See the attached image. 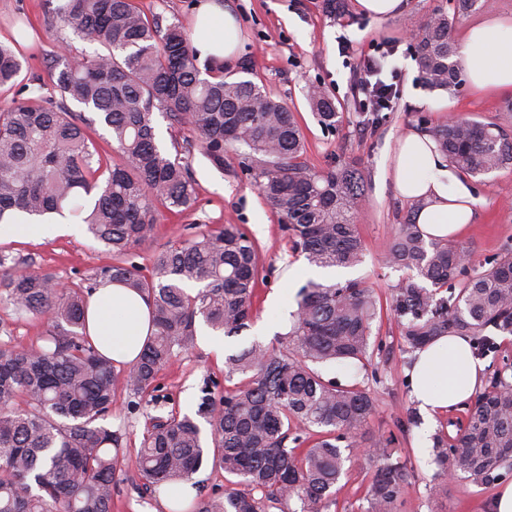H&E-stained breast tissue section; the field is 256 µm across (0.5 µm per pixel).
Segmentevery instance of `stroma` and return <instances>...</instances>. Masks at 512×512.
<instances>
[{"mask_svg": "<svg viewBox=\"0 0 512 512\" xmlns=\"http://www.w3.org/2000/svg\"><path fill=\"white\" fill-rule=\"evenodd\" d=\"M234 13L242 34L239 60L249 61L248 77L282 101L296 115L306 140L304 162L323 170L331 166L358 167L367 182V198L358 214L365 257L358 266L336 273L338 281L364 280L378 297L382 309L372 325L371 358L365 367L329 363L322 365L325 378L341 385L360 383L375 400L376 410L361 442L364 448L379 439L406 465V478L397 512H494L499 489L512 483V468L500 469L495 481L481 482L464 474L441 476L434 460V440L454 441L464 423L467 405H459L426 424L412 395L409 380L414 355L406 348L387 305L404 277L402 269L387 265L385 256L400 224L415 209L401 197L389 176L392 150L397 139L412 131L435 127L449 116L493 123L512 133V93L481 94L469 83L445 91L426 88L418 61L410 49V34L443 9V0H406L403 13L380 23L356 9L330 18L321 0H220ZM53 0H0V42H13L12 29L24 24L33 29L30 45H18L26 68L17 86L0 88V113L14 101L49 99L50 70L62 43L74 54L91 53L95 46L58 23L52 14ZM400 38L398 51L388 57V68L402 75V92L394 108L375 131H364L357 90L362 59L374 52L383 37ZM349 40L351 54L339 51V39ZM322 85L333 95L338 108L335 130L316 120L307 98L310 86ZM453 102L452 112L436 109L441 98ZM163 147L185 143V160L197 183L198 196L188 210L176 214L160 210L154 236L130 250L127 266L150 275L154 253L184 244L202 230L237 224L259 245L260 260L255 286L253 319L241 336L225 339L216 350L206 326H198L196 343L172 357L160 370L153 401L147 402L118 391L114 410L105 424L122 435L123 465L112 488V512H164L156 490L146 489L138 470L136 452L151 420L166 418L171 409L192 414L202 390L215 401L224 397V355L253 339L280 347L288 330V316L270 298L292 266L307 267L303 254L294 252L280 215L263 198L244 169V159L231 147L224 150L223 166H215L200 142L185 127H171L163 117L155 119ZM468 185L479 200L477 219L459 243L474 260L485 261L512 249V165L485 176L471 177ZM0 252L26 259L29 270H49L63 283L89 287L97 271L111 265L112 255L88 231L79 235L56 234L46 229L33 239L8 233L0 235ZM44 323L17 318L0 306V346L24 348L36 343ZM375 471L372 458L356 454L345 466L328 512H368L366 490Z\"/></svg>", "mask_w": 512, "mask_h": 512, "instance_id": "1", "label": "stroma"}]
</instances>
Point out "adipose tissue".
Masks as SVG:
<instances>
[{
    "instance_id": "obj_1",
    "label": "adipose tissue",
    "mask_w": 512,
    "mask_h": 512,
    "mask_svg": "<svg viewBox=\"0 0 512 512\" xmlns=\"http://www.w3.org/2000/svg\"><path fill=\"white\" fill-rule=\"evenodd\" d=\"M192 44L199 59L232 64L240 44L233 14L216 0H202ZM461 53L465 77L476 90L512 91V18L494 16L470 27ZM392 178L401 196L422 201L416 224L424 235L454 239L474 223L477 198L435 152L429 134L413 131L397 139ZM86 332L114 365L132 362L151 332L145 296L120 284L98 285L88 299ZM482 371L464 336H445L417 351L411 381L420 412L431 417L467 401Z\"/></svg>"
}]
</instances>
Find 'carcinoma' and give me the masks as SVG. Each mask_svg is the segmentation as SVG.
<instances>
[{
	"label": "carcinoma",
	"instance_id": "cac0c4a2",
	"mask_svg": "<svg viewBox=\"0 0 512 512\" xmlns=\"http://www.w3.org/2000/svg\"><path fill=\"white\" fill-rule=\"evenodd\" d=\"M477 0H453L417 34L415 53L424 84H460L459 51L451 16ZM56 17L99 46L91 54L61 55L50 74L61 99L94 116L15 102L0 113V226L15 213L64 212L87 226L116 263L96 280L122 283L146 295L153 332L138 359L121 371L84 334L81 288H56L48 270L21 272L0 253V305L46 328L30 350L0 346V512H112V486L122 461L112 449L121 434L99 424L118 390L145 396L176 352L192 348L197 321L238 336L252 316L258 251L240 226L204 230L188 243L157 252L146 278L121 258L153 237L158 207L183 212L197 199L196 182L181 157L157 141L154 111L186 126L217 165L224 147L243 151L246 169L281 215L295 249L318 268L362 263L357 224L366 198L363 174L336 166L315 171L301 161L305 144L293 112L251 80L229 79L224 66L200 70L181 27L162 25L134 0H61ZM25 60L0 43V87L13 86ZM308 100L324 127L336 128V104L314 87ZM109 132L120 162L100 155L91 135ZM434 151L460 174H490L512 162V136L499 126L450 117L430 129ZM467 249L426 240L412 220L400 225L386 263L410 271L392 295L390 311L411 350L442 336H471L473 356L495 347L488 329L512 336V253L464 267ZM202 284L196 294L183 284ZM443 288L440 298L426 284ZM377 303L361 281L309 282L276 351L254 341L225 358L224 406L203 393L200 424L173 410L152 424L137 451L145 488L193 480L207 457L224 471V494L198 501L196 512H327L349 457L374 413L366 389L338 385L316 369L358 365L369 358ZM240 375L243 381L233 382ZM294 447H288V444ZM374 443L378 464L368 490L369 512H394L405 464ZM436 461L445 476L468 474L490 482L512 467V381L496 373L476 396L463 433L450 445L439 438Z\"/></svg>",
	"mask_w": 512,
	"mask_h": 512
}]
</instances>
